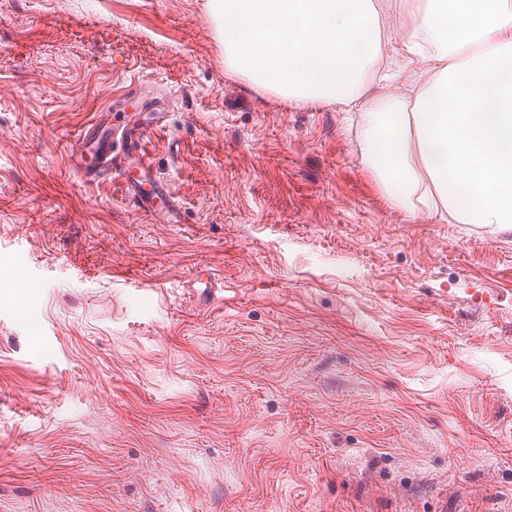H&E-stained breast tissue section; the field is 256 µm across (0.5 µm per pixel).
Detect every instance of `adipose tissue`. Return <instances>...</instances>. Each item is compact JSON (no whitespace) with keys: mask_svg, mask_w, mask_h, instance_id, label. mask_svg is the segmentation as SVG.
I'll list each match as a JSON object with an SVG mask.
<instances>
[{"mask_svg":"<svg viewBox=\"0 0 512 512\" xmlns=\"http://www.w3.org/2000/svg\"><path fill=\"white\" fill-rule=\"evenodd\" d=\"M208 0L225 73L362 106L377 178L409 214L512 227V0ZM406 73L413 99L370 97Z\"/></svg>","mask_w":512,"mask_h":512,"instance_id":"adipose-tissue-1","label":"adipose tissue"}]
</instances>
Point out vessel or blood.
Segmentation results:
<instances>
[{"label": "vessel or blood", "mask_w": 512, "mask_h": 512, "mask_svg": "<svg viewBox=\"0 0 512 512\" xmlns=\"http://www.w3.org/2000/svg\"><path fill=\"white\" fill-rule=\"evenodd\" d=\"M165 126V115L152 112L136 123H123L111 112L98 113L76 141L73 167L82 180H117L128 203L159 224L181 221V207L170 186L161 181L149 156L151 136ZM93 165H86V158Z\"/></svg>", "instance_id": "1"}]
</instances>
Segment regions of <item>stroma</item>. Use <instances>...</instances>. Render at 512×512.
<instances>
[{"mask_svg":"<svg viewBox=\"0 0 512 512\" xmlns=\"http://www.w3.org/2000/svg\"><path fill=\"white\" fill-rule=\"evenodd\" d=\"M206 2L0 0V512H512V228L392 205ZM135 90L181 223L70 164Z\"/></svg>","mask_w":512,"mask_h":512,"instance_id":"obj_1","label":"stroma"}]
</instances>
